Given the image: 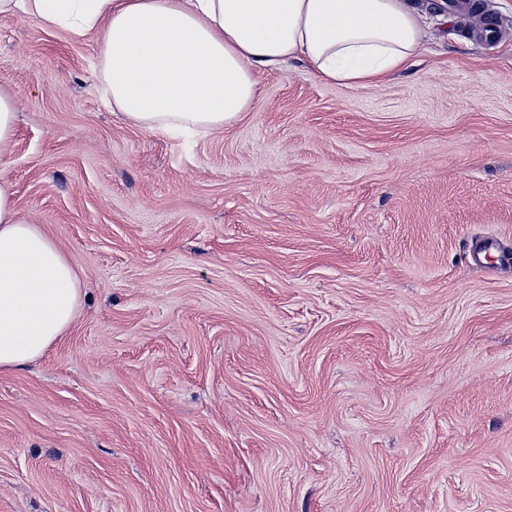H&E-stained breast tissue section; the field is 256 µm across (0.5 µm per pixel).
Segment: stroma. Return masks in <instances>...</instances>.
Masks as SVG:
<instances>
[{
  "label": "stroma",
  "mask_w": 512,
  "mask_h": 512,
  "mask_svg": "<svg viewBox=\"0 0 512 512\" xmlns=\"http://www.w3.org/2000/svg\"><path fill=\"white\" fill-rule=\"evenodd\" d=\"M422 0L376 85L293 60L224 131L125 123L98 36L0 15V153L82 301L0 371V512H512V0ZM16 110V100L0 91V153L15 133ZM468 262L484 264L489 261H498L500 264H509L512 260L511 251L502 248L500 242L493 237L472 238L466 241Z\"/></svg>",
  "instance_id": "1"
}]
</instances>
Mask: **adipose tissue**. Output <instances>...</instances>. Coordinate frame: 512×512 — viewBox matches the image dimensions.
Returning a JSON list of instances; mask_svg holds the SVG:
<instances>
[{"label":"adipose tissue","instance_id":"obj_1","mask_svg":"<svg viewBox=\"0 0 512 512\" xmlns=\"http://www.w3.org/2000/svg\"><path fill=\"white\" fill-rule=\"evenodd\" d=\"M0 14L96 32L113 110L176 136L251 111L259 71L302 59L325 79L369 84L407 66L423 38L414 0H0ZM13 195L0 178V370L43 356L81 302L72 262Z\"/></svg>","mask_w":512,"mask_h":512}]
</instances>
